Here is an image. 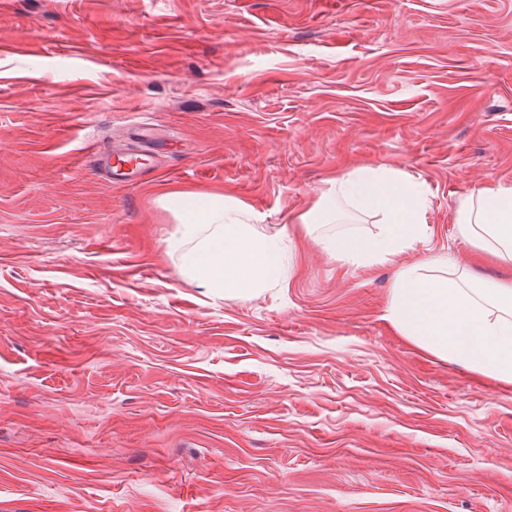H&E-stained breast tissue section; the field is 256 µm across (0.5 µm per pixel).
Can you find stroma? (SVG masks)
Wrapping results in <instances>:
<instances>
[{
  "label": "stroma",
  "mask_w": 512,
  "mask_h": 512,
  "mask_svg": "<svg viewBox=\"0 0 512 512\" xmlns=\"http://www.w3.org/2000/svg\"><path fill=\"white\" fill-rule=\"evenodd\" d=\"M0 512H512V386L384 320L400 264L512 268L456 212L512 184V0H0ZM170 135L133 185L89 156ZM425 182L424 240L355 265L337 180ZM176 192L285 233L288 279L200 287Z\"/></svg>",
  "instance_id": "stroma-1"
}]
</instances>
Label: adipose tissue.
Wrapping results in <instances>:
<instances>
[{
	"label": "adipose tissue",
	"instance_id": "adipose-tissue-1",
	"mask_svg": "<svg viewBox=\"0 0 512 512\" xmlns=\"http://www.w3.org/2000/svg\"><path fill=\"white\" fill-rule=\"evenodd\" d=\"M424 184L405 179L382 164L354 168L320 201L332 210L345 201L361 212H377L375 235L344 234L321 240L338 258L367 265L413 248L426 234L428 206ZM180 251L200 287L223 289L244 299L260 288L286 280L290 258L283 239L255 231L253 215L232 199L185 195ZM457 222L477 248L512 263V185L484 186L465 201ZM452 263L437 257L427 266L401 267L393 281L385 318L423 350L468 367L474 374L512 385V284L457 281L447 275Z\"/></svg>",
	"mask_w": 512,
	"mask_h": 512
}]
</instances>
